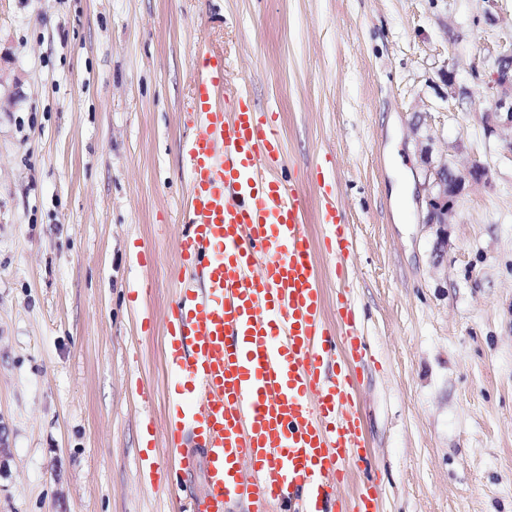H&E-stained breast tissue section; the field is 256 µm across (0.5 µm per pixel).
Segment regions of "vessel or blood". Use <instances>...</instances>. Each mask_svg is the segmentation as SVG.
<instances>
[{
    "instance_id": "vessel-or-blood-1",
    "label": "vessel or blood",
    "mask_w": 512,
    "mask_h": 512,
    "mask_svg": "<svg viewBox=\"0 0 512 512\" xmlns=\"http://www.w3.org/2000/svg\"><path fill=\"white\" fill-rule=\"evenodd\" d=\"M224 56L194 50L179 150L189 171L175 299L163 321L173 382L164 442L180 472L202 471L204 496L183 512H378L364 481L353 502L336 494L367 461L355 401L365 356L357 313L323 290L303 195L279 175L274 113L226 107ZM320 225L347 279L353 247L329 182Z\"/></svg>"
}]
</instances>
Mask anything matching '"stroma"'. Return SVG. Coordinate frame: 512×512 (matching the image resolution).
<instances>
[{
  "label": "stroma",
  "instance_id": "35a3bbf8",
  "mask_svg": "<svg viewBox=\"0 0 512 512\" xmlns=\"http://www.w3.org/2000/svg\"><path fill=\"white\" fill-rule=\"evenodd\" d=\"M512 0H0V512H175L144 482L167 424L162 323L175 297L178 151L195 46L279 112L324 315L359 310L358 375L380 512H512V155L486 134ZM421 123L420 150L408 134ZM336 161L350 276L320 248ZM487 170L425 225L426 161ZM151 253L129 262L135 249ZM151 328H142L140 312Z\"/></svg>",
  "mask_w": 512,
  "mask_h": 512
}]
</instances>
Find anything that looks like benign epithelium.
Wrapping results in <instances>:
<instances>
[{
	"instance_id": "benign-epithelium-1",
	"label": "benign epithelium",
	"mask_w": 512,
	"mask_h": 512,
	"mask_svg": "<svg viewBox=\"0 0 512 512\" xmlns=\"http://www.w3.org/2000/svg\"><path fill=\"white\" fill-rule=\"evenodd\" d=\"M496 99L492 110L484 113L483 123L490 133L499 135L512 151V43L499 46L493 72ZM485 175V168L478 162L467 169H460L446 159L438 164L426 161L424 182L427 214L424 224L436 228L440 244L448 241V224L454 217V198L469 181H478Z\"/></svg>"
}]
</instances>
